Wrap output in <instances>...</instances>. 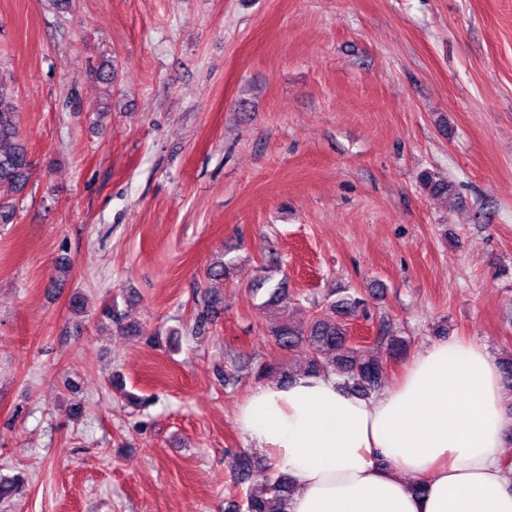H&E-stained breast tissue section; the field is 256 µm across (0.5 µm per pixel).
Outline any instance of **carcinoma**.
<instances>
[{
	"label": "carcinoma",
	"instance_id": "carcinoma-1",
	"mask_svg": "<svg viewBox=\"0 0 512 512\" xmlns=\"http://www.w3.org/2000/svg\"><path fill=\"white\" fill-rule=\"evenodd\" d=\"M31 164V156L19 139L18 112L10 85L0 76V224L13 223L15 203L25 187ZM421 182L437 195L448 194V181L429 172L421 175ZM363 306L362 299L347 295L332 302L328 310L313 317L307 326L281 320L270 333L283 349H308L305 373H334L342 377L343 388L367 396L381 389L385 365L378 349L357 348L351 343L345 317ZM377 342L386 345L393 355L406 348V340L389 335L386 325L380 326ZM294 491L291 478L276 473L264 484L250 486L241 491L239 498L229 500L228 512H286Z\"/></svg>",
	"mask_w": 512,
	"mask_h": 512
}]
</instances>
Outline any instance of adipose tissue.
<instances>
[{"label": "adipose tissue", "instance_id": "1", "mask_svg": "<svg viewBox=\"0 0 512 512\" xmlns=\"http://www.w3.org/2000/svg\"><path fill=\"white\" fill-rule=\"evenodd\" d=\"M235 422L297 485L287 512H512V401L487 349L461 338L368 398L333 375L258 384Z\"/></svg>", "mask_w": 512, "mask_h": 512}]
</instances>
